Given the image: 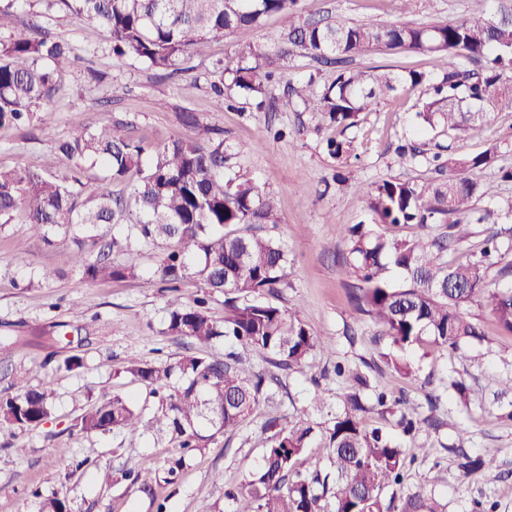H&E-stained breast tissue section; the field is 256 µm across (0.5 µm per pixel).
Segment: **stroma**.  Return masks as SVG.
Segmentation results:
<instances>
[{"instance_id":"1","label":"stroma","mask_w":512,"mask_h":512,"mask_svg":"<svg viewBox=\"0 0 512 512\" xmlns=\"http://www.w3.org/2000/svg\"><path fill=\"white\" fill-rule=\"evenodd\" d=\"M506 6H512V0H410L404 11L397 0H299L298 9L310 20L340 15L355 22L451 23L496 15ZM15 12L18 23L36 20L66 41L75 61L62 76L52 111L35 113L22 127L0 128V165L41 168L55 139L78 122L120 125L125 134L150 145L175 136L197 138L203 127L221 132L232 148L227 167L277 201L281 223L252 227L254 234L274 239L288 251L275 303L296 311L307 328L330 339L331 346L315 352L302 366L281 371L274 370L265 355L240 348L246 372L277 375L275 401L260 403L239 428L189 460L174 484L158 482L159 469L179 454L166 437L68 431L89 401L113 393L145 401L146 388L121 371L127 361H174L198 350L166 332L168 292L156 272V249L148 247L138 255V278L90 281L71 268L69 239L60 236L45 244L29 232L24 211H17L11 223L0 228V337L10 343L9 350L0 351V394L12 379L23 377L34 387L51 382L54 398L49 423L25 432L0 429V512H38L35 490L59 488L66 490L72 512H156L161 502L167 512H232L224 491L245 488L270 437L265 429L269 420L287 424L305 414L322 423L342 411L352 381L336 376L339 364L366 375L373 391L403 398L439 424L410 438L399 427L397 415L374 409L366 413L367 422L382 428L405 455L420 445L432 450L426 461L408 467L397 497L423 486L446 502L447 512H472L478 500L496 503V512H512V420L496 399L498 378L512 373V334L504 332L485 307L464 306V316L481 328L483 341L467 346L459 356L421 346L409 355L414 376H400L382 359L388 342L380 327L350 300L355 277L341 260L347 247L340 233L342 227L365 219L363 199L375 183L436 182L440 176L433 155L491 150L495 159L478 178L492 184L494 194L476 198L474 209L479 214L497 211L499 222L472 224L469 238L449 240L446 257L452 263L476 260L484 239L496 230L502 261L512 266V181L499 177L500 168H512V106L489 113L476 131L430 130L420 136L418 95L403 87L381 100L375 111L362 114L356 126L343 129L287 96L289 83L312 76L322 85L336 73L298 52L276 61L280 80L271 87L265 110L235 95L218 101L210 91L217 63L233 66V51L240 46L278 45L282 25L275 17L262 27L242 28L228 39L201 44L183 76L197 84L187 100L175 80L159 78L133 58L115 56L107 35L82 23L61 0H27ZM354 64L396 74H439L431 57L404 50L374 53ZM186 109L197 114L199 128L180 123L179 114ZM331 139L351 142L346 160L336 161L329 154ZM402 145L418 148L414 163L399 164L396 150ZM73 355L83 357L84 366L66 370L64 362ZM455 378L468 383L467 402H460L451 389ZM433 396L439 399L434 407L429 404ZM452 444L471 455L495 459L496 472L463 473L448 450ZM61 448L69 449L74 459H90V467H68L57 455ZM129 469L142 472L149 490L123 480Z\"/></svg>"}]
</instances>
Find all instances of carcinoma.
<instances>
[{"label":"carcinoma","instance_id":"1","mask_svg":"<svg viewBox=\"0 0 512 512\" xmlns=\"http://www.w3.org/2000/svg\"><path fill=\"white\" fill-rule=\"evenodd\" d=\"M82 22L103 29L112 53L130 55L172 77L204 42L228 38L242 27L258 28L279 16L283 42L276 50L249 45L236 52L228 70L231 84L242 92L266 95L275 59L302 50L324 65L346 64L377 51L404 49L429 55L442 71L435 80L410 71L391 74L354 68L336 72L319 91L314 82L298 81L290 94L304 108L330 123L351 127L364 112L403 85L419 92L417 112L423 127L478 130L486 114L512 105V11L498 17L455 23L356 24L342 19L300 20L298 0H60ZM70 66L68 47L42 34L38 25H24L0 47V126L24 123L45 109L61 90ZM437 183L384 180L364 199V209L378 224L448 222L451 236L469 235L472 202L490 194L477 174L494 161V153L453 157L439 162ZM224 141L210 137H176L149 150L141 140L117 133L116 127L77 123L58 140L41 172L0 165V227L10 223L22 202H28V229L44 241L63 233L76 246L70 261L90 280H121L138 275L136 264L116 263L109 252H133L163 245L156 272L177 295L166 300L167 331L200 346L224 338V358L189 355L174 362L131 361L123 373L149 389L152 404L115 394L92 402L69 426L79 434L121 432L132 437L164 432L180 449L162 472L161 481H176L185 458L212 447L217 436L238 428L261 401L273 399L275 377L246 375L233 350L241 343L267 355L282 369L302 365L324 341L313 335L290 310L270 302L283 283L288 253L278 242L224 228L280 224L277 203L250 180L224 171ZM87 163L106 172L95 202L80 200L78 174ZM135 180L127 197L113 195L112 185ZM348 266L356 276L358 311L382 328L389 341L388 366L410 377L406 358L414 347L429 344L459 355L483 332L461 313L477 303L490 310L501 329L512 333V289L490 287L487 270L497 254L496 235L485 240L482 259L466 265L448 263L442 237H389L351 224L342 230ZM401 269L404 284L395 288L386 278L389 267ZM193 278L200 291L183 300L179 284ZM224 297V321H216L210 302ZM360 389L346 395L344 408L327 428V468L303 476L293 473L297 459L316 433L306 416L274 430L244 492H225L233 512H446L426 488L408 494L400 504L386 492L402 484L405 458L379 427L363 413V390L369 382L351 373ZM0 396V426L33 430L51 416L53 389L31 387L23 378ZM406 435L432 427L431 418L401 413ZM465 473L494 467V460L458 452ZM41 512H71L68 497L54 491L41 502Z\"/></svg>","mask_w":512,"mask_h":512}]
</instances>
